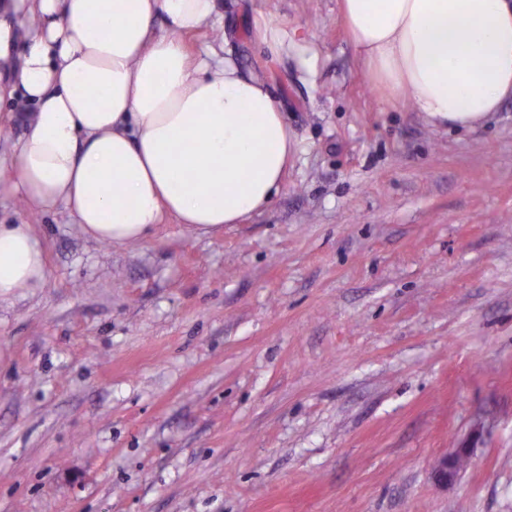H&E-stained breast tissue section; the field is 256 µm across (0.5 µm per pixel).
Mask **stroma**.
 Listing matches in <instances>:
<instances>
[{"instance_id":"obj_1","label":"stroma","mask_w":512,"mask_h":512,"mask_svg":"<svg viewBox=\"0 0 512 512\" xmlns=\"http://www.w3.org/2000/svg\"><path fill=\"white\" fill-rule=\"evenodd\" d=\"M218 9L285 183L135 245L0 192L48 271L0 296V512H512V100L464 128L381 99L338 0ZM467 455V449L458 448L453 453L444 456L435 471L436 480L442 485L452 482L458 473V462Z\"/></svg>"}]
</instances>
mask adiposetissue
I'll list each match as a JSON object with an SVG mask.
<instances>
[{"label":"adipose tissue","instance_id":"adipose-tissue-1","mask_svg":"<svg viewBox=\"0 0 512 512\" xmlns=\"http://www.w3.org/2000/svg\"><path fill=\"white\" fill-rule=\"evenodd\" d=\"M339 7L381 96L470 128L512 98V0ZM208 23L224 24L217 0H0V99L32 106L0 189L108 244L145 242L167 216L210 232L263 209L288 170V121L267 80L216 47L190 59L184 38ZM45 279L30 227L0 224V296Z\"/></svg>","mask_w":512,"mask_h":512}]
</instances>
